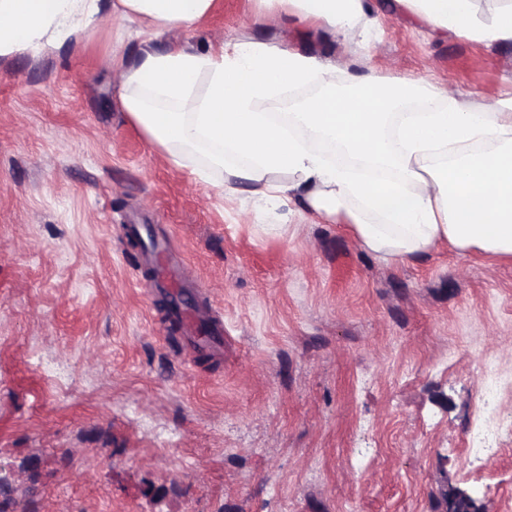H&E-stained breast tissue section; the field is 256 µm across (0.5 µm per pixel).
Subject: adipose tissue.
Returning a JSON list of instances; mask_svg holds the SVG:
<instances>
[{"label": "adipose tissue", "instance_id": "obj_1", "mask_svg": "<svg viewBox=\"0 0 512 512\" xmlns=\"http://www.w3.org/2000/svg\"><path fill=\"white\" fill-rule=\"evenodd\" d=\"M285 21L331 36L372 23L375 0H286ZM214 0H0V56L74 46L103 16L136 23L152 41L191 28ZM439 33L512 44V0L479 22L475 0H392ZM120 104L148 140L183 166L196 152L220 169L223 193L252 183L256 208L269 213L299 198L315 220L348 225L357 242L384 258L423 256L448 243L463 252L512 258V104L469 111L437 106L440 89L424 78H338L317 56L271 41L212 44L203 53L172 44L121 62ZM319 86L286 120L263 112L284 91ZM409 100L418 111L391 124ZM335 144L349 164L318 144Z\"/></svg>", "mask_w": 512, "mask_h": 512}]
</instances>
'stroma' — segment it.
Masks as SVG:
<instances>
[{"mask_svg": "<svg viewBox=\"0 0 512 512\" xmlns=\"http://www.w3.org/2000/svg\"><path fill=\"white\" fill-rule=\"evenodd\" d=\"M215 0L174 41L280 40L351 72L427 78L471 110L512 91V46L401 10L370 40ZM103 18L76 47L0 56V512H512V259L364 250L344 224L258 214L174 166L118 103ZM171 237L224 319L188 361L123 227ZM495 360L503 386L481 402ZM502 432L468 442L487 414Z\"/></svg>", "mask_w": 512, "mask_h": 512, "instance_id": "stroma-1", "label": "stroma"}]
</instances>
